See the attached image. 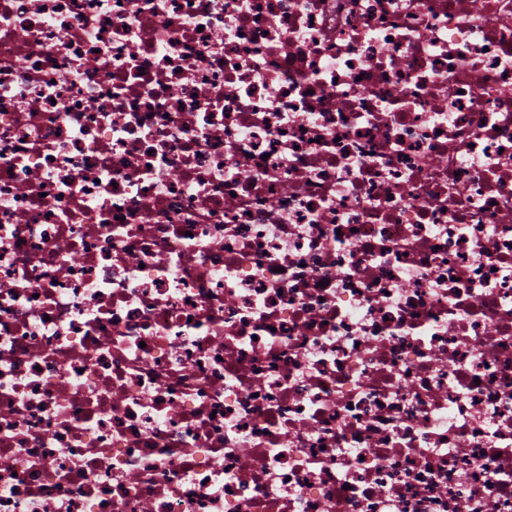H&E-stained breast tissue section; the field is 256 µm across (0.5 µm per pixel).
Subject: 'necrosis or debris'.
Instances as JSON below:
<instances>
[{
    "label": "necrosis or debris",
    "instance_id": "necrosis-or-debris-1",
    "mask_svg": "<svg viewBox=\"0 0 512 512\" xmlns=\"http://www.w3.org/2000/svg\"><path fill=\"white\" fill-rule=\"evenodd\" d=\"M0 512H512V0H0Z\"/></svg>",
    "mask_w": 512,
    "mask_h": 512
}]
</instances>
